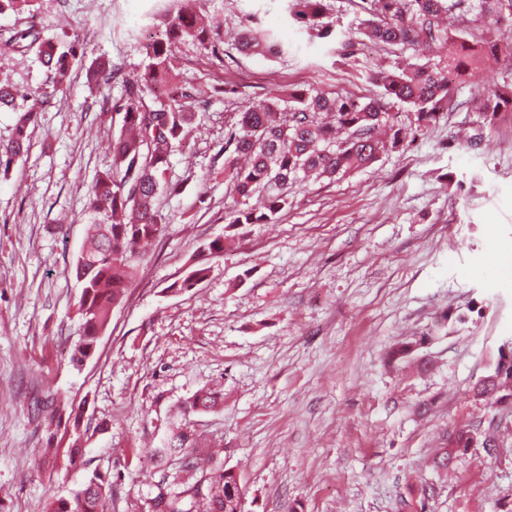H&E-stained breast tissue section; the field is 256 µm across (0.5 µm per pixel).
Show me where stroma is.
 I'll return each instance as SVG.
<instances>
[{"label": "stroma", "instance_id": "1", "mask_svg": "<svg viewBox=\"0 0 512 512\" xmlns=\"http://www.w3.org/2000/svg\"><path fill=\"white\" fill-rule=\"evenodd\" d=\"M160 6L40 0L32 23L79 34L88 56L132 74ZM198 8L219 26L207 45L177 49L181 83L200 95L159 198L166 224L83 365L71 361L83 332L72 266L115 127L92 108L81 68L40 113L28 156L0 174V512H41L96 473L111 487L106 512H142L158 491L145 463L174 422L196 434L201 467L218 447L240 472L245 512H512V407L472 394L512 340V278L493 262L512 250V112L483 134V113L467 106L481 81L471 71L458 107L414 142L289 188L273 222L236 226L212 258L207 243L233 219L226 113L299 87L375 97L374 72L411 52L367 45L340 58L289 19L287 0ZM252 14L286 56L235 49ZM0 79L23 92L47 81L35 55L12 52L0 53ZM199 263L203 281L173 290ZM447 312L457 320L440 327ZM204 389L223 404L183 413ZM51 397L49 418L36 405ZM470 423L509 438L435 472L443 440Z\"/></svg>", "mask_w": 512, "mask_h": 512}]
</instances>
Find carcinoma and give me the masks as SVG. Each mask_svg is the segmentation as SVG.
<instances>
[{
    "mask_svg": "<svg viewBox=\"0 0 512 512\" xmlns=\"http://www.w3.org/2000/svg\"><path fill=\"white\" fill-rule=\"evenodd\" d=\"M37 0H0V13L30 15ZM325 0H288V16L318 39L337 45L347 57L354 42L334 25L323 22ZM369 15L360 41L402 46L413 60L375 75L382 93L377 98L342 95L318 89H296L288 97L271 96L241 106L230 115L231 136L224 146V182L236 200H247L259 187L268 191L264 209H239L230 227L271 222L286 204L288 188L300 174L333 180L373 164L379 155L396 149L410 134L426 129L454 105L452 79L469 66L491 74L505 63L502 41H489L485 28L512 19V0H357ZM165 28L166 39L142 46L146 63L127 78L122 67L103 55L86 60L78 35L45 36L28 28L11 30L0 40V52L33 53L47 71V83L15 102L11 86L0 81V108L19 112L13 137L0 144V170L8 172L27 154L37 114L58 94L69 89L73 67L85 69L94 91L111 82L121 85L118 99L98 98L100 112L118 116L112 137V164L97 173L88 192V208L95 224L88 246L73 266L82 283L79 310L83 334L74 344L71 360L89 357L100 334L112 319L134 276L140 249L159 236L164 218L158 196L169 189L166 173L175 148L185 143L194 113L183 102L161 98V90L177 82V48L184 42L205 44L207 27L193 14L167 9L153 18ZM275 47L269 31L249 17L240 29L235 49L243 55L263 54ZM478 111L497 115L512 112V84L494 81L480 92ZM404 106L414 127L397 124L392 109ZM476 399L495 407L512 400V347L500 353L492 372L473 388ZM224 397L199 391L187 403L192 411H208ZM478 430L464 426L448 437L436 455V466L448 469L461 452L473 447ZM197 437L182 425L173 427L150 463L160 473L175 458L187 478L179 490L159 488L145 502L144 512H244V489L231 468L200 467L188 449ZM106 487L94 475L67 498L54 500L45 512H105Z\"/></svg>",
    "mask_w": 512,
    "mask_h": 512,
    "instance_id": "cac0c4a2",
    "label": "carcinoma"
}]
</instances>
